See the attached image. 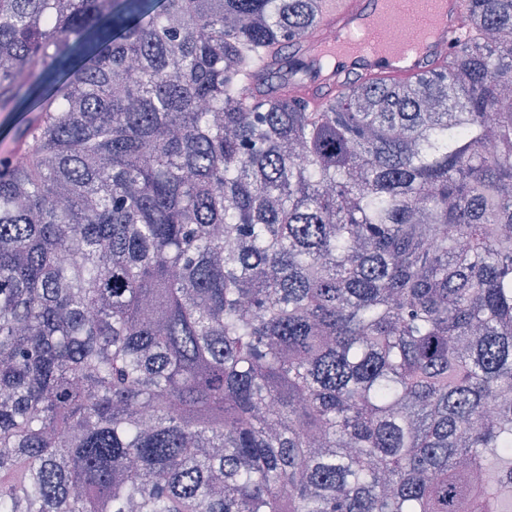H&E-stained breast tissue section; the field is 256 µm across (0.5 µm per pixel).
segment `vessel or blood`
<instances>
[{
  "mask_svg": "<svg viewBox=\"0 0 512 512\" xmlns=\"http://www.w3.org/2000/svg\"><path fill=\"white\" fill-rule=\"evenodd\" d=\"M463 0H327L322 26L336 38H312L310 59L330 57L331 68L318 72L314 88H325L336 77L384 76L404 79L445 63L453 52L464 16ZM404 27L422 40L416 54L402 57L393 35Z\"/></svg>",
  "mask_w": 512,
  "mask_h": 512,
  "instance_id": "1",
  "label": "vessel or blood"
}]
</instances>
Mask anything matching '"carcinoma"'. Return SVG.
<instances>
[{"label":"carcinoma","instance_id":"carcinoma-1","mask_svg":"<svg viewBox=\"0 0 512 512\" xmlns=\"http://www.w3.org/2000/svg\"><path fill=\"white\" fill-rule=\"evenodd\" d=\"M320 8L0 0V512H512V0L312 99ZM24 112H0V154L12 147L15 126Z\"/></svg>","mask_w":512,"mask_h":512}]
</instances>
